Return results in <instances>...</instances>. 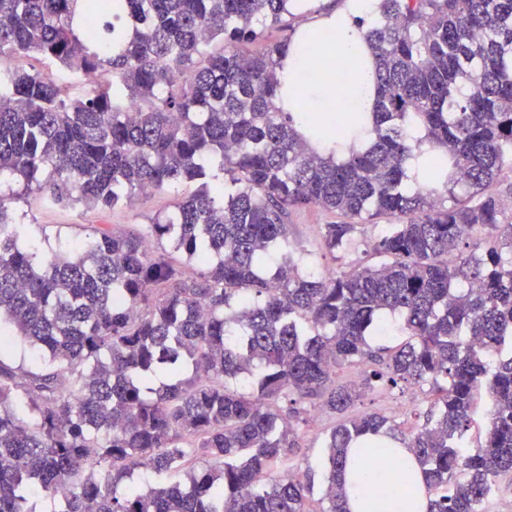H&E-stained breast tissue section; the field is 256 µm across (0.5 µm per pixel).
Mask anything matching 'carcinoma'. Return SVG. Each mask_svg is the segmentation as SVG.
I'll return each instance as SVG.
<instances>
[{
	"label": "carcinoma",
	"instance_id": "obj_1",
	"mask_svg": "<svg viewBox=\"0 0 512 512\" xmlns=\"http://www.w3.org/2000/svg\"><path fill=\"white\" fill-rule=\"evenodd\" d=\"M294 5L0 0V59L112 75L69 99L51 74L0 66V175L102 208L197 184L141 236L98 230L50 251L0 197V343L19 336L41 363H0V512H39L36 493L51 512H348L349 448L392 426L347 413L400 382L435 395L403 439L427 512H487L512 478V224L498 233L504 199L490 191L512 171V0H382L366 33L374 111L335 121L344 134L370 121L374 137L340 159L276 106L288 44L247 48ZM110 14L123 25L104 22L102 39L88 19ZM311 206L346 217L320 225L332 255L395 220L367 245L376 263L310 268L288 221ZM477 229L485 248L466 255ZM395 314L404 339L373 345ZM345 365L357 380L338 384ZM482 388L488 425L471 448ZM311 406L343 416L324 441L317 511L315 473L284 468ZM140 469L155 477L145 491L130 484Z\"/></svg>",
	"mask_w": 512,
	"mask_h": 512
}]
</instances>
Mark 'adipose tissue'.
<instances>
[{
  "instance_id": "1",
  "label": "adipose tissue",
  "mask_w": 512,
  "mask_h": 512,
  "mask_svg": "<svg viewBox=\"0 0 512 512\" xmlns=\"http://www.w3.org/2000/svg\"><path fill=\"white\" fill-rule=\"evenodd\" d=\"M378 15L379 0H346L343 7L300 26L296 40L281 61L277 76L283 109L295 114L301 132H309L320 115H332L339 110L370 111L375 89L369 71L374 62L365 52V33L368 20ZM327 32L332 33V42H324L323 35ZM328 51L337 52L348 63L343 80L314 76V60ZM302 82L307 85V96L314 102V109L301 107L295 101V89ZM398 453L404 464L411 468L414 483L410 499L393 504L368 497L372 489L390 483L393 469L378 467L367 446L351 448V465L345 475L349 512H426L428 502L423 471L408 449L399 448Z\"/></svg>"
}]
</instances>
